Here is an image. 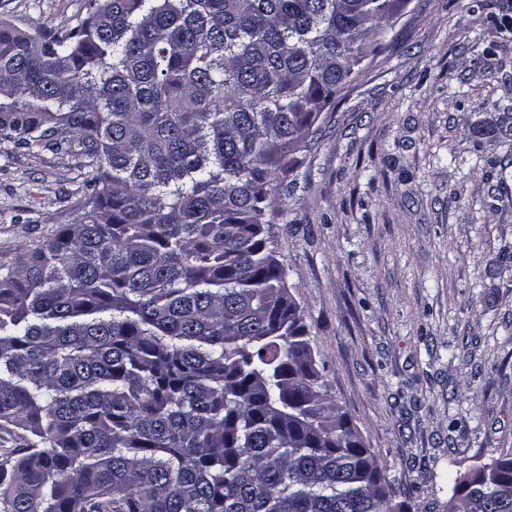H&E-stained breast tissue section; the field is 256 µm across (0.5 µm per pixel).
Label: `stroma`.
I'll return each instance as SVG.
<instances>
[{
  "instance_id": "stroma-1",
  "label": "stroma",
  "mask_w": 512,
  "mask_h": 512,
  "mask_svg": "<svg viewBox=\"0 0 512 512\" xmlns=\"http://www.w3.org/2000/svg\"><path fill=\"white\" fill-rule=\"evenodd\" d=\"M85 0H0L25 31ZM498 0H412L274 196L272 246L322 380L410 512L512 448V31ZM492 65L493 81L481 72ZM79 148L0 142V260L80 212Z\"/></svg>"
}]
</instances>
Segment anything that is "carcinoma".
Wrapping results in <instances>:
<instances>
[{
    "label": "carcinoma",
    "mask_w": 512,
    "mask_h": 512,
    "mask_svg": "<svg viewBox=\"0 0 512 512\" xmlns=\"http://www.w3.org/2000/svg\"><path fill=\"white\" fill-rule=\"evenodd\" d=\"M0 19V141L81 147L83 213L0 261V512H408L325 390L272 192L397 0H87ZM442 512H512V450ZM85 11V0H0V16L28 32L75 24Z\"/></svg>",
    "instance_id": "carcinoma-1"
}]
</instances>
